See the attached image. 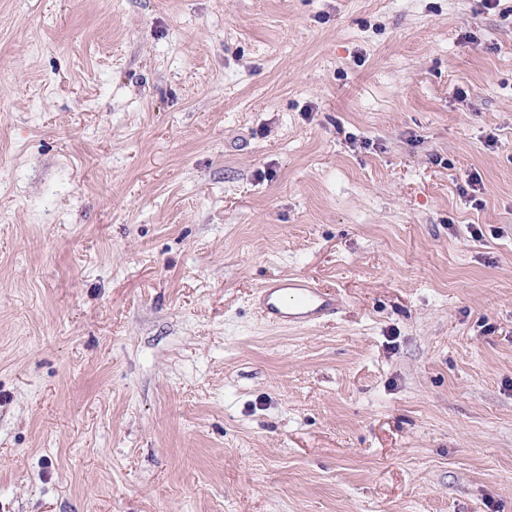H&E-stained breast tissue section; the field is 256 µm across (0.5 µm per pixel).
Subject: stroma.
<instances>
[{
  "label": "stroma",
  "instance_id": "1",
  "mask_svg": "<svg viewBox=\"0 0 512 512\" xmlns=\"http://www.w3.org/2000/svg\"><path fill=\"white\" fill-rule=\"evenodd\" d=\"M0 512H512V0H0ZM341 305L335 290L320 288L307 277L273 279L259 289V310L271 325L305 326L333 315Z\"/></svg>",
  "mask_w": 512,
  "mask_h": 512
}]
</instances>
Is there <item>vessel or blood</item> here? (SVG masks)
<instances>
[{
    "mask_svg": "<svg viewBox=\"0 0 512 512\" xmlns=\"http://www.w3.org/2000/svg\"><path fill=\"white\" fill-rule=\"evenodd\" d=\"M341 305L335 290L303 276L273 279L259 289V310L271 325L305 326L335 314Z\"/></svg>",
    "mask_w": 512,
    "mask_h": 512,
    "instance_id": "b4317fda",
    "label": "vessel or blood"
}]
</instances>
